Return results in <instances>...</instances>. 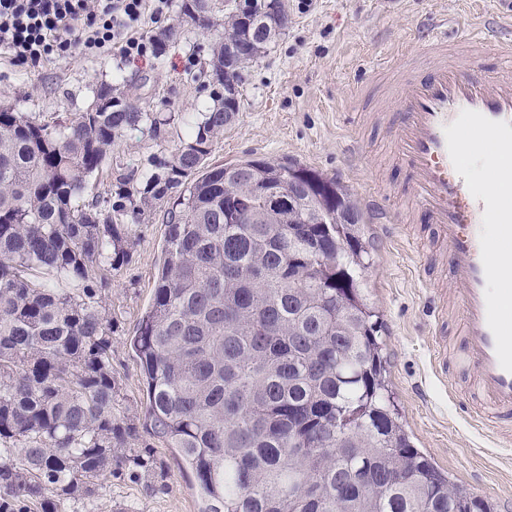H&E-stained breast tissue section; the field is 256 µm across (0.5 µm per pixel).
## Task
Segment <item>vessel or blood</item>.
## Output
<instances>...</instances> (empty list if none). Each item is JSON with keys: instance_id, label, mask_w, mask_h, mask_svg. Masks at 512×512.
I'll use <instances>...</instances> for the list:
<instances>
[{"instance_id": "obj_1", "label": "vessel or blood", "mask_w": 512, "mask_h": 512, "mask_svg": "<svg viewBox=\"0 0 512 512\" xmlns=\"http://www.w3.org/2000/svg\"><path fill=\"white\" fill-rule=\"evenodd\" d=\"M414 55L397 65L391 150L408 172V195L443 248L448 289L429 297L435 369H448V309L461 315V351L473 370L467 409L495 438H512V23L476 24L453 47L448 25L424 20ZM496 62L485 67L484 56ZM369 207L387 233L399 219L382 197Z\"/></svg>"}]
</instances>
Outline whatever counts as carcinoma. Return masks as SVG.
Masks as SVG:
<instances>
[{
    "label": "carcinoma",
    "instance_id": "1",
    "mask_svg": "<svg viewBox=\"0 0 512 512\" xmlns=\"http://www.w3.org/2000/svg\"><path fill=\"white\" fill-rule=\"evenodd\" d=\"M208 0H181L189 24ZM190 141L112 190L92 178L125 131L170 118L124 96L63 119L0 110V512H66L123 467L135 420L115 412L112 310L129 223L165 224L154 296L132 348L144 426L196 478L200 512H494L416 448L388 394L379 311L363 295V212L334 178L293 160L206 165L243 74ZM259 185L293 205L224 214Z\"/></svg>",
    "mask_w": 512,
    "mask_h": 512
}]
</instances>
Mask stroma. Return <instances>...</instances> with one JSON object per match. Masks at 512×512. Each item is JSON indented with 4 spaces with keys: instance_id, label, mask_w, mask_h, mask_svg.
Segmentation results:
<instances>
[{
    "instance_id": "obj_1",
    "label": "stroma",
    "mask_w": 512,
    "mask_h": 512,
    "mask_svg": "<svg viewBox=\"0 0 512 512\" xmlns=\"http://www.w3.org/2000/svg\"><path fill=\"white\" fill-rule=\"evenodd\" d=\"M287 0L288 27L264 57L244 72L240 109L232 125L215 139L210 163L245 159H294L348 187L357 202L379 189L401 197L405 174L389 149L388 119L382 110L385 89L373 82L379 63L397 48L413 50L418 21L427 14L449 18L448 36L462 40L463 9L487 15L512 14V0ZM224 30L223 17L201 31L179 28L163 53L127 62L112 53L95 58L75 54L44 65L0 63V103L43 116L84 110L100 85L109 84L137 100L144 111L178 115L164 142L127 132L112 150V170L99 174V191L112 176L129 173L153 155L170 156L191 132L182 117H197L213 104L212 85L202 72L212 41ZM360 106L355 132L364 147L359 171H351L344 146V115ZM424 225L410 215L396 234L368 224L373 249L365 275L371 303L383 316L395 404L415 446L474 494L507 512L512 502V445L499 443L476 427L453 400L449 384L433 369L428 284L423 257L413 240ZM130 258L106 292L112 310V370L120 383L118 414L143 415L145 381L129 346L148 308L162 264L165 226L153 216L129 227ZM134 454L149 458L151 481L115 474L93 502L71 504V512H113L118 503L134 512H199L201 501L176 449L140 431Z\"/></svg>"
}]
</instances>
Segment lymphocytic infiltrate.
Masks as SVG:
<instances>
[{"label":"lymphocytic infiltrate","instance_id":"f902f5d3","mask_svg":"<svg viewBox=\"0 0 512 512\" xmlns=\"http://www.w3.org/2000/svg\"><path fill=\"white\" fill-rule=\"evenodd\" d=\"M172 0H0V56L37 66L112 47L125 60L154 54L143 20H168Z\"/></svg>","mask_w":512,"mask_h":512}]
</instances>
